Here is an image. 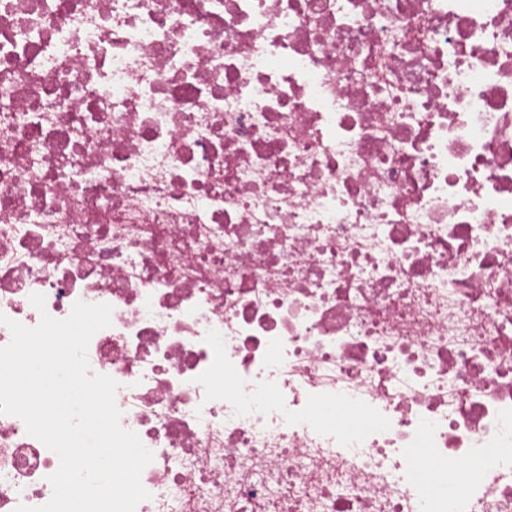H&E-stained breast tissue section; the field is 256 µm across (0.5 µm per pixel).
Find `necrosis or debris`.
<instances>
[{"label": "necrosis or debris", "instance_id": "1", "mask_svg": "<svg viewBox=\"0 0 512 512\" xmlns=\"http://www.w3.org/2000/svg\"><path fill=\"white\" fill-rule=\"evenodd\" d=\"M34 293L112 308L136 512H512V0H0ZM58 467L0 414V512Z\"/></svg>", "mask_w": 512, "mask_h": 512}]
</instances>
